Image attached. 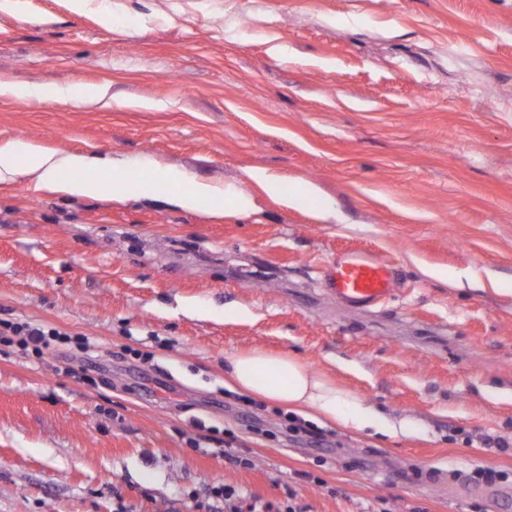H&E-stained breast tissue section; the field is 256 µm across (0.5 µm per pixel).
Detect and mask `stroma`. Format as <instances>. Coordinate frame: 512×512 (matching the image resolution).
I'll return each instance as SVG.
<instances>
[{"instance_id": "1", "label": "stroma", "mask_w": 512, "mask_h": 512, "mask_svg": "<svg viewBox=\"0 0 512 512\" xmlns=\"http://www.w3.org/2000/svg\"><path fill=\"white\" fill-rule=\"evenodd\" d=\"M110 87L108 107L0 96V146L128 158L246 192L220 217L0 182V512H512V0H0V81ZM264 169L298 202L270 200ZM395 273L353 309L337 252ZM447 280L431 277V270ZM89 339L83 353L76 338ZM286 353L395 439L224 397L237 352ZM506 474L501 495L471 476ZM248 179L261 186L268 197L273 200H281L284 195V185L281 179L269 175L264 170H250L247 172ZM0 326L3 327V331H0L3 344L14 342V339L9 336H25V338L20 339V344L25 347L32 344L33 351L38 354L42 353V348L49 347L52 341H57L62 339L60 336H65L55 328H47L30 322L0 320ZM212 495L218 500H224L225 512H243L244 502L248 497L244 493L234 487L219 486L212 488Z\"/></svg>"}]
</instances>
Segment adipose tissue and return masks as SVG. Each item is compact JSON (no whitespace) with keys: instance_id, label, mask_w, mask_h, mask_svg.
<instances>
[{"instance_id":"obj_1","label":"adipose tissue","mask_w":512,"mask_h":512,"mask_svg":"<svg viewBox=\"0 0 512 512\" xmlns=\"http://www.w3.org/2000/svg\"><path fill=\"white\" fill-rule=\"evenodd\" d=\"M0 95L38 99L50 95L97 105L106 103L109 88L103 85L89 92L77 84L48 89L41 85L0 83ZM65 169L80 171L81 179L60 184L58 174ZM18 177L30 178L35 189H60L74 196L94 197L107 193L111 186L119 185L130 196L168 193L174 202L189 209L205 199L211 211L218 215L240 210L247 204L239 192L182 172L154 170L146 174L135 169L129 161L58 155L12 141L0 146V181ZM228 377L241 392L304 411L323 424L362 431L376 422L383 434L392 437L408 434L411 430L409 423L403 420L377 421L373 405L337 387L323 373L285 354L274 355L260 349L238 353L230 361Z\"/></svg>"}]
</instances>
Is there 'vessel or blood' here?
<instances>
[{
    "label": "vessel or blood",
    "mask_w": 512,
    "mask_h": 512,
    "mask_svg": "<svg viewBox=\"0 0 512 512\" xmlns=\"http://www.w3.org/2000/svg\"><path fill=\"white\" fill-rule=\"evenodd\" d=\"M326 281L340 302L363 307L385 302L394 291L395 276L393 269L373 252L353 249L337 256Z\"/></svg>",
    "instance_id": "1"
}]
</instances>
